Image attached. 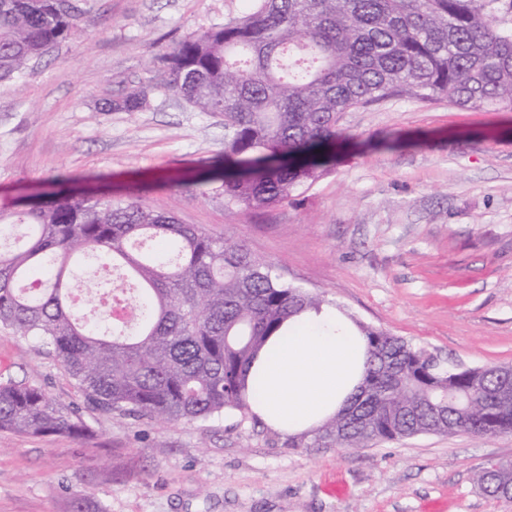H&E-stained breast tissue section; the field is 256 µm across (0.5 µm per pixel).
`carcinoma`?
<instances>
[{"mask_svg":"<svg viewBox=\"0 0 512 512\" xmlns=\"http://www.w3.org/2000/svg\"><path fill=\"white\" fill-rule=\"evenodd\" d=\"M85 0H0V82L19 79L74 35ZM240 15L161 55L157 82L114 100L141 110L154 90L224 116L232 213L304 193L326 151L353 136L341 114L390 99L446 98L512 112V0H246ZM0 327L36 338L94 410L164 422L252 415L244 372L283 323L331 305L283 282L243 245L110 194L66 195L0 211ZM112 266L137 287L76 306L70 266ZM362 336L360 383L340 411L288 437L291 448H367L423 434L512 432L505 367L435 361L388 331ZM85 436L89 427L41 387L0 381V430ZM512 466L476 474L482 492Z\"/></svg>","mask_w":512,"mask_h":512,"instance_id":"carcinoma-1","label":"carcinoma"}]
</instances>
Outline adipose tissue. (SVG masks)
Instances as JSON below:
<instances>
[{"label": "adipose tissue", "instance_id": "adipose-tissue-1", "mask_svg": "<svg viewBox=\"0 0 512 512\" xmlns=\"http://www.w3.org/2000/svg\"><path fill=\"white\" fill-rule=\"evenodd\" d=\"M362 363L361 337L334 310L287 321L247 372L248 382L261 384V400L252 410L286 436L313 429L342 407Z\"/></svg>", "mask_w": 512, "mask_h": 512}]
</instances>
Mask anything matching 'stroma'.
I'll list each match as a JSON object with an SVG mask.
<instances>
[{"label":"stroma","instance_id":"1","mask_svg":"<svg viewBox=\"0 0 512 512\" xmlns=\"http://www.w3.org/2000/svg\"><path fill=\"white\" fill-rule=\"evenodd\" d=\"M245 0H87L78 33L0 83V210L59 180L111 191L243 244L284 280L441 360L512 366V112L440 99L342 114L353 134L288 203L232 216L196 179L224 163V119L156 91L153 60ZM30 382L88 424L79 439L0 431V512H512L474 473L512 433L292 448L254 418L157 424L88 409L32 338L0 329V381Z\"/></svg>","mask_w":512,"mask_h":512}]
</instances>
